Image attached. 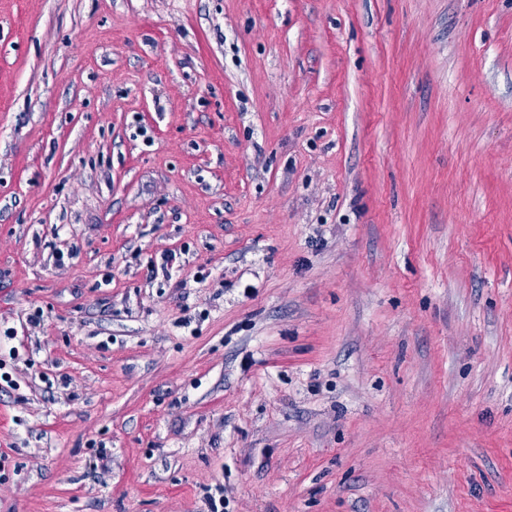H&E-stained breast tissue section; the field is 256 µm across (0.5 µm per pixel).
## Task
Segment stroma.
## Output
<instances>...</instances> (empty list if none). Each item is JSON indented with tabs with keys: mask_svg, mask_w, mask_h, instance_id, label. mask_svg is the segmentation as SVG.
I'll use <instances>...</instances> for the list:
<instances>
[{
	"mask_svg": "<svg viewBox=\"0 0 512 512\" xmlns=\"http://www.w3.org/2000/svg\"><path fill=\"white\" fill-rule=\"evenodd\" d=\"M1 374L0 512H512V0H0Z\"/></svg>",
	"mask_w": 512,
	"mask_h": 512,
	"instance_id": "obj_1",
	"label": "stroma"
}]
</instances>
